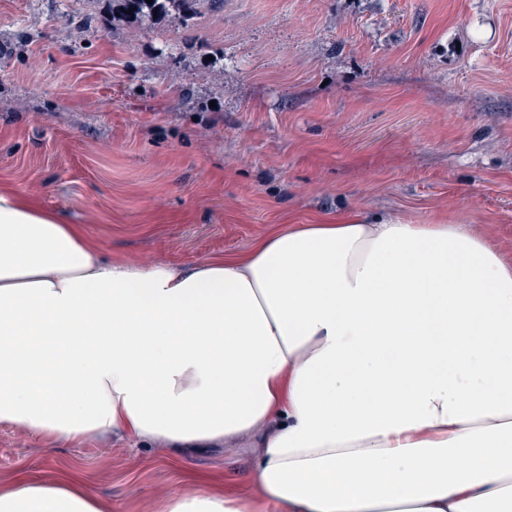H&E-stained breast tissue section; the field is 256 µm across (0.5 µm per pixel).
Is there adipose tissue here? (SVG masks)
<instances>
[{"label": "adipose tissue", "mask_w": 512, "mask_h": 512, "mask_svg": "<svg viewBox=\"0 0 512 512\" xmlns=\"http://www.w3.org/2000/svg\"><path fill=\"white\" fill-rule=\"evenodd\" d=\"M0 425L254 447V495L153 512H512V261L458 224L342 214L189 269L103 259L0 189ZM0 512H111L16 481Z\"/></svg>", "instance_id": "obj_1"}]
</instances>
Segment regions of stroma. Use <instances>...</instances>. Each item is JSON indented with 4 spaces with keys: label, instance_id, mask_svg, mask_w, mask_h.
I'll return each mask as SVG.
<instances>
[{
    "label": "stroma",
    "instance_id": "1",
    "mask_svg": "<svg viewBox=\"0 0 512 512\" xmlns=\"http://www.w3.org/2000/svg\"><path fill=\"white\" fill-rule=\"evenodd\" d=\"M0 188L108 259L188 268L351 212L445 219L512 260V0H224L186 27L0 0ZM250 462L0 426L1 487L76 480L112 512L247 496Z\"/></svg>",
    "mask_w": 512,
    "mask_h": 512
}]
</instances>
